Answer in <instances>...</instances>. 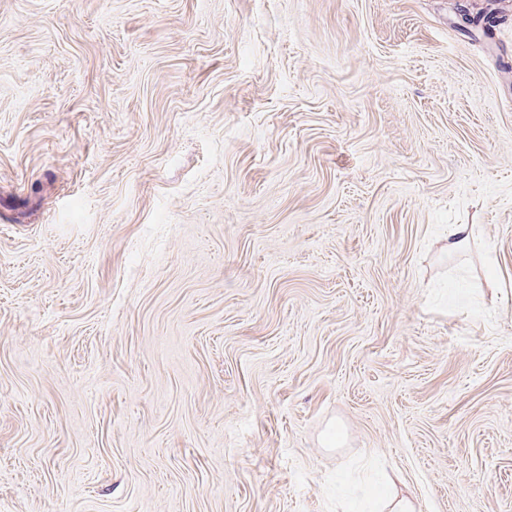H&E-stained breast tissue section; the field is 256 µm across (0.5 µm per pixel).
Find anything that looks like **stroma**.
Wrapping results in <instances>:
<instances>
[{"mask_svg":"<svg viewBox=\"0 0 512 512\" xmlns=\"http://www.w3.org/2000/svg\"><path fill=\"white\" fill-rule=\"evenodd\" d=\"M382 472L512 512V0H0V512ZM476 225L473 224H452L448 227V243L445 249L453 252L464 246L476 233Z\"/></svg>","mask_w":512,"mask_h":512,"instance_id":"1","label":"stroma"}]
</instances>
